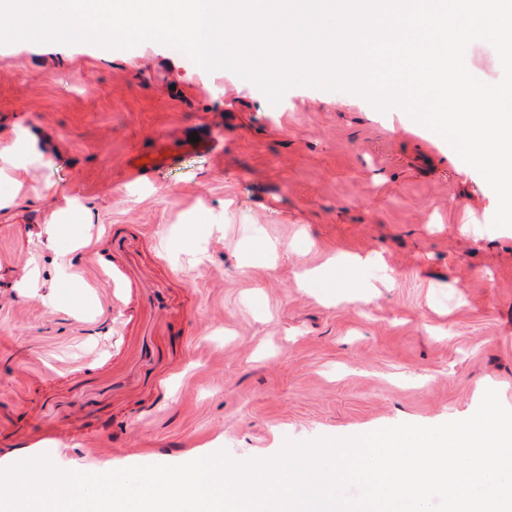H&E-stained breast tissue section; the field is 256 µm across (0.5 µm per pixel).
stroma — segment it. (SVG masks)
Here are the masks:
<instances>
[{"mask_svg":"<svg viewBox=\"0 0 512 512\" xmlns=\"http://www.w3.org/2000/svg\"><path fill=\"white\" fill-rule=\"evenodd\" d=\"M209 152H188L191 136ZM0 469L237 462L512 409V228L399 107L159 42L0 44ZM172 157L132 182L134 158ZM55 195H44L46 183ZM87 206L89 225L51 213ZM96 247L74 251L82 235ZM331 296L302 284L329 258Z\"/></svg>","mask_w":512,"mask_h":512,"instance_id":"obj_1","label":"stroma"}]
</instances>
